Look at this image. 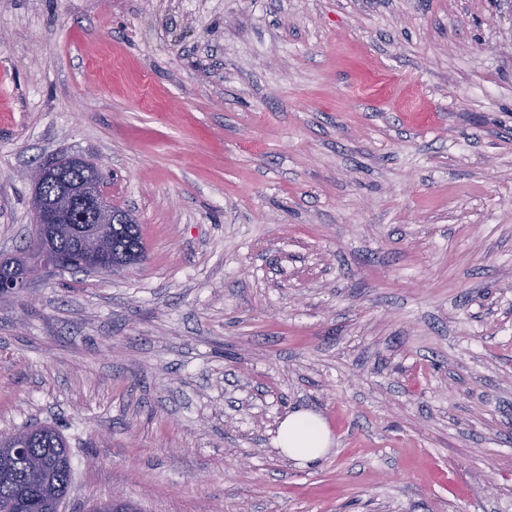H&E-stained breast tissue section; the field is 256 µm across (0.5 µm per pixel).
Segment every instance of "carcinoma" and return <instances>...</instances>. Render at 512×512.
<instances>
[{"label": "carcinoma", "instance_id": "cac0c4a2", "mask_svg": "<svg viewBox=\"0 0 512 512\" xmlns=\"http://www.w3.org/2000/svg\"><path fill=\"white\" fill-rule=\"evenodd\" d=\"M108 240L115 258L144 259L145 246L140 225L130 221L128 213L113 209ZM81 240L72 234L54 235L51 249L60 255L74 257ZM20 442L25 451L0 463V512H59L61 498L72 484L69 448L60 432L42 425L19 430L0 438V446ZM91 512H140L133 503L122 500L99 502Z\"/></svg>", "mask_w": 512, "mask_h": 512}]
</instances>
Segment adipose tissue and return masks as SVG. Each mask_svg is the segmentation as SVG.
Masks as SVG:
<instances>
[{"label":"adipose tissue","instance_id":"obj_1","mask_svg":"<svg viewBox=\"0 0 512 512\" xmlns=\"http://www.w3.org/2000/svg\"><path fill=\"white\" fill-rule=\"evenodd\" d=\"M331 443L325 422L311 412L299 411L288 415L278 429L279 450L296 462L320 458L329 451Z\"/></svg>","mask_w":512,"mask_h":512}]
</instances>
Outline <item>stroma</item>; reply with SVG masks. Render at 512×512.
Listing matches in <instances>:
<instances>
[{
  "label": "stroma",
  "instance_id": "stroma-1",
  "mask_svg": "<svg viewBox=\"0 0 512 512\" xmlns=\"http://www.w3.org/2000/svg\"><path fill=\"white\" fill-rule=\"evenodd\" d=\"M63 155L146 257L0 295V435L65 437L62 512H512L505 0H0V254ZM331 444L325 422L311 412L299 411L288 415L278 429L277 447L295 462L318 459L329 451Z\"/></svg>",
  "mask_w": 512,
  "mask_h": 512
}]
</instances>
